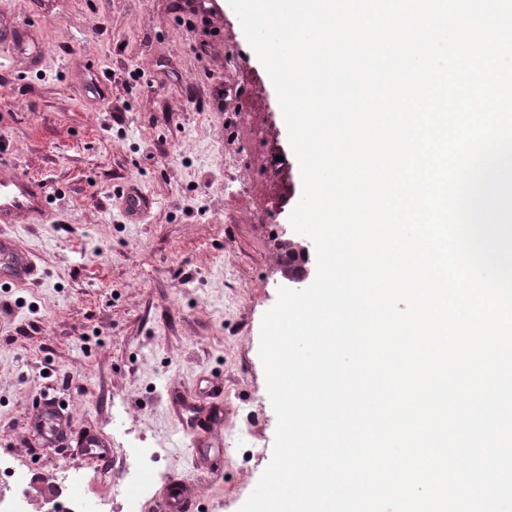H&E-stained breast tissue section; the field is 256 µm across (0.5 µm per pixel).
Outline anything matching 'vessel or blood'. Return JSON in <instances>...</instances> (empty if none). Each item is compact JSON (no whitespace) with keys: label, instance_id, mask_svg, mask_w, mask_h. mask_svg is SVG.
<instances>
[{"label":"vessel or blood","instance_id":"b4317fda","mask_svg":"<svg viewBox=\"0 0 512 512\" xmlns=\"http://www.w3.org/2000/svg\"><path fill=\"white\" fill-rule=\"evenodd\" d=\"M0 48L8 49L12 57L27 66H38L42 49L32 41L21 23L0 14ZM149 204L147 194L131 185L112 198V205L128 221L142 220ZM52 220L49 210L48 186L16 170L0 159V224H47ZM37 265L30 252L17 247L14 240L0 234V283H28L36 274ZM209 393L191 385L168 387L167 402L182 422L181 432L190 457L205 456L223 459L227 444L223 430L210 429L207 439H199L191 424L198 409L208 400ZM81 454L103 463L112 455V443L101 433H85ZM154 512H195V494L190 481L173 477L164 486L153 504Z\"/></svg>","mask_w":512,"mask_h":512}]
</instances>
